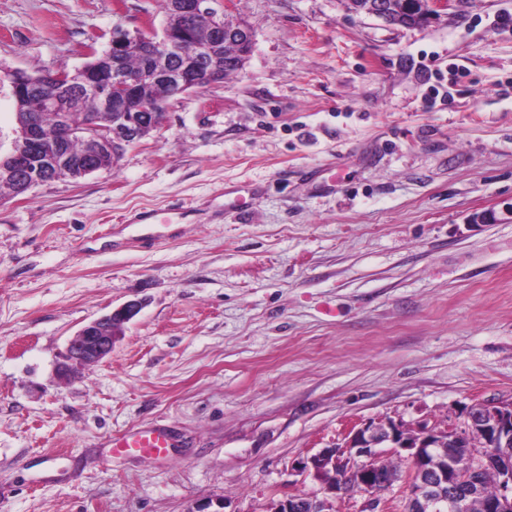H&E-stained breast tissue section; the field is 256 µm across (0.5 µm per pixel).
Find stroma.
I'll return each mask as SVG.
<instances>
[{"label":"stroma","instance_id":"stroma-1","mask_svg":"<svg viewBox=\"0 0 512 512\" xmlns=\"http://www.w3.org/2000/svg\"><path fill=\"white\" fill-rule=\"evenodd\" d=\"M234 4L243 70L112 167L0 199V512H268L324 497L301 464L352 428L512 402V0L421 28L350 0ZM164 23L162 0H0V72L72 71L89 37ZM131 300L111 355L57 377ZM143 425L166 456L113 454ZM141 304L131 301L102 317L84 325L67 343L57 373L68 378L78 369L95 364L112 352L115 328L130 321L139 312Z\"/></svg>","mask_w":512,"mask_h":512}]
</instances>
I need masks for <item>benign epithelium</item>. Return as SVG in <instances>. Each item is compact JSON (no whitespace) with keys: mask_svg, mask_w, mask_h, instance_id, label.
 I'll list each match as a JSON object with an SVG mask.
<instances>
[{"mask_svg":"<svg viewBox=\"0 0 512 512\" xmlns=\"http://www.w3.org/2000/svg\"><path fill=\"white\" fill-rule=\"evenodd\" d=\"M221 3L222 9L212 7ZM233 0H170L169 16L162 35L131 33L120 27L112 30L103 61L86 63L71 72L63 67L48 68L31 75L5 71L0 80L12 88L16 101L19 136L12 151L0 161L1 167L25 176L15 183L13 195L50 181L54 172L71 168L84 177L99 168L97 155L132 143L145 130L144 113L166 109L169 88L178 94L200 90L224 82L223 70L212 55V45L194 41L187 28L194 24L209 27L212 41H224V33L237 35L242 60H247L253 44L252 30L228 19ZM177 53L182 66L173 69L169 57ZM136 55L146 62L137 75L126 72L125 62ZM153 83L160 93L149 99L142 93L144 83ZM77 84L100 102L101 112L92 117L85 129H76L62 105L61 92ZM58 113L55 137L47 139L37 113ZM79 138L85 146L81 158L69 149ZM141 304L128 302L110 313L84 325L65 348L57 373L68 378L77 370L98 363L112 352L115 328L136 316ZM392 445L393 452L409 451L410 472L406 479L405 512H509L512 509V468L498 473V498L481 500L479 487L463 493L458 488L459 474L472 467L512 451V404L487 403L470 407L463 427L423 428L408 438L391 420L370 422L352 430L344 445L327 448L310 457L306 467L325 478L326 491L334 496L352 491L384 493L394 488L400 476L382 460L379 448ZM299 501L287 495L273 501L268 512H299Z\"/></svg>","mask_w":512,"mask_h":512,"instance_id":"obj_1","label":"benign epithelium"}]
</instances>
